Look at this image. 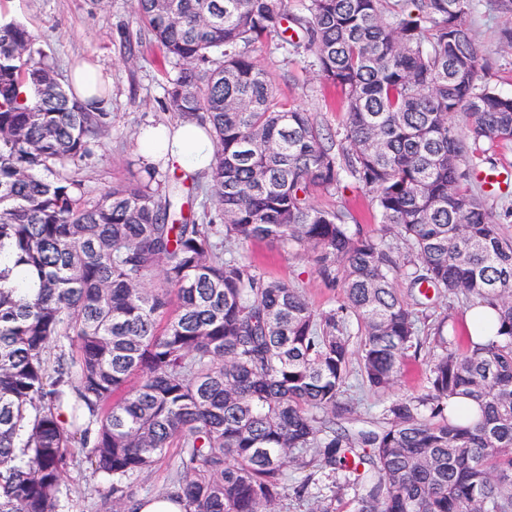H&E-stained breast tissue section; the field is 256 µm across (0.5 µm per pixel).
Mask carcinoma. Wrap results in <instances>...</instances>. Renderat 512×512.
Listing matches in <instances>:
<instances>
[{
  "mask_svg": "<svg viewBox=\"0 0 512 512\" xmlns=\"http://www.w3.org/2000/svg\"><path fill=\"white\" fill-rule=\"evenodd\" d=\"M134 0L174 71L169 105L209 126L206 195L144 164L92 197L83 164L112 127L58 81L38 37L0 22V512H57L81 457L112 480L104 512H276L288 468L344 472L336 512H512V237L471 188L485 144L512 143V94L481 81L474 0ZM305 51L345 120L331 134L280 100L250 52ZM463 117V125L455 122ZM350 179L409 246L314 202ZM308 255L342 303L314 308L236 250ZM37 283L23 295L20 277ZM425 285L499 317L498 339L433 333L423 393L357 432L340 401L353 355L392 389L426 343ZM356 323L352 332L350 323ZM481 416L459 422L448 400ZM177 449L176 477L141 476Z\"/></svg>",
  "mask_w": 512,
  "mask_h": 512,
  "instance_id": "carcinoma-1",
  "label": "carcinoma"
}]
</instances>
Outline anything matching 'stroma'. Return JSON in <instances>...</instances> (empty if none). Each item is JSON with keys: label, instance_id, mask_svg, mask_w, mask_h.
Segmentation results:
<instances>
[{"label": "stroma", "instance_id": "obj_1", "mask_svg": "<svg viewBox=\"0 0 512 512\" xmlns=\"http://www.w3.org/2000/svg\"><path fill=\"white\" fill-rule=\"evenodd\" d=\"M0 19L16 21L33 31L44 51L66 75L69 64L83 61L102 65L112 79V127L102 147L82 170L87 188L100 193L113 178L138 172L136 148L139 130L173 121L163 87L171 68L158 46L141 35L133 0H0ZM512 27V16L478 6L472 28L483 55V79L506 94L512 93V47L501 33ZM253 56L271 77L278 96L312 112L325 129L338 131L343 113L337 94L323 89L314 67L299 56L283 57L273 46L256 48ZM319 206L349 209L350 227L364 235L379 234L381 225L369 198L352 181H344L335 194H321ZM244 254L267 276L281 278L300 288L313 307L329 309L342 302L340 286L328 282L310 258L277 245L257 241L245 244ZM389 395L369 390L362 383L358 363H350L342 398L353 407L351 426L370 429ZM80 477L65 483L59 512H97L111 490V482L81 464Z\"/></svg>", "mask_w": 512, "mask_h": 512}]
</instances>
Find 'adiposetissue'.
<instances>
[{"mask_svg": "<svg viewBox=\"0 0 512 512\" xmlns=\"http://www.w3.org/2000/svg\"><path fill=\"white\" fill-rule=\"evenodd\" d=\"M136 146L144 162L160 161L195 177L209 172L214 155L211 136L188 122L143 129Z\"/></svg>", "mask_w": 512, "mask_h": 512, "instance_id": "obj_1", "label": "adipose tissue"}]
</instances>
